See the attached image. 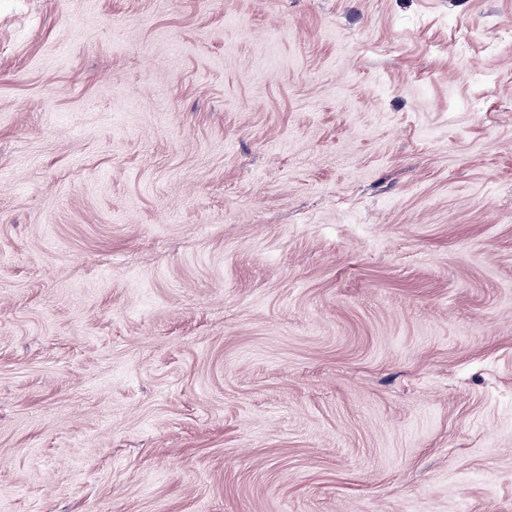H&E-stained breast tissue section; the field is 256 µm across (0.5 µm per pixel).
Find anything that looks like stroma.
<instances>
[{
	"instance_id": "obj_1",
	"label": "stroma",
	"mask_w": 512,
	"mask_h": 512,
	"mask_svg": "<svg viewBox=\"0 0 512 512\" xmlns=\"http://www.w3.org/2000/svg\"><path fill=\"white\" fill-rule=\"evenodd\" d=\"M512 0H0V512H512Z\"/></svg>"
}]
</instances>
